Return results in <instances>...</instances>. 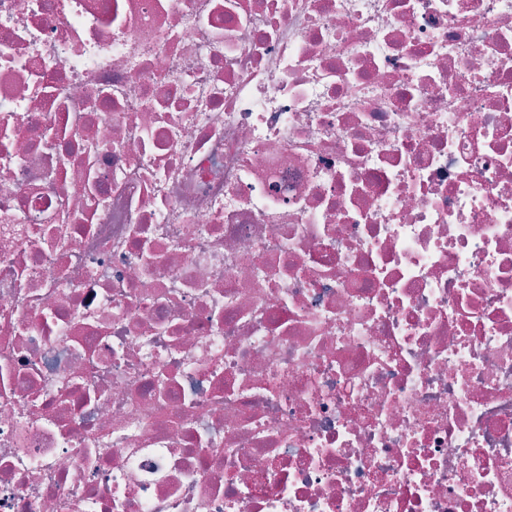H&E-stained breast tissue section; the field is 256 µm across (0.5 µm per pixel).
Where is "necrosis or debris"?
<instances>
[{"label": "necrosis or debris", "mask_w": 512, "mask_h": 512, "mask_svg": "<svg viewBox=\"0 0 512 512\" xmlns=\"http://www.w3.org/2000/svg\"><path fill=\"white\" fill-rule=\"evenodd\" d=\"M0 512H512V0H0Z\"/></svg>", "instance_id": "4bbe7bcc"}]
</instances>
